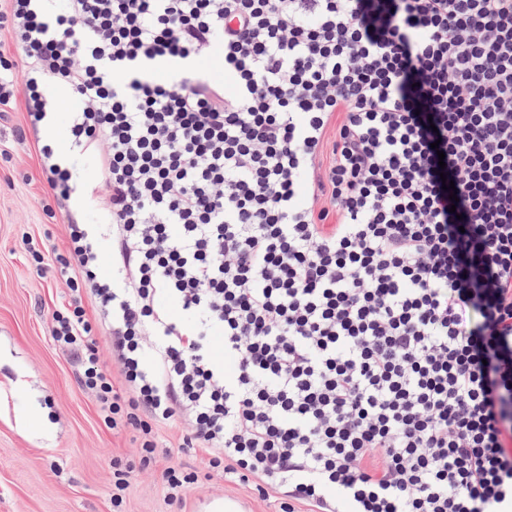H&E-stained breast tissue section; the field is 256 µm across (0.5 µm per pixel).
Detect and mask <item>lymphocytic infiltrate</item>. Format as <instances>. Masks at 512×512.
<instances>
[{"instance_id":"lymphocytic-infiltrate-1","label":"lymphocytic infiltrate","mask_w":512,"mask_h":512,"mask_svg":"<svg viewBox=\"0 0 512 512\" xmlns=\"http://www.w3.org/2000/svg\"><path fill=\"white\" fill-rule=\"evenodd\" d=\"M0 30V112L65 89L100 151L113 276L91 225L23 244L138 465L179 421L279 512H512V0H0ZM215 47L234 94L133 69Z\"/></svg>"}]
</instances>
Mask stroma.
Returning a JSON list of instances; mask_svg holds the SVG:
<instances>
[{
    "instance_id": "stroma-1",
    "label": "stroma",
    "mask_w": 512,
    "mask_h": 512,
    "mask_svg": "<svg viewBox=\"0 0 512 512\" xmlns=\"http://www.w3.org/2000/svg\"><path fill=\"white\" fill-rule=\"evenodd\" d=\"M25 127L23 107L0 117V512H113L116 457L137 466L124 512H203L207 500L221 496L242 501L247 512H277L276 497L207 476L206 454L185 447L182 425L157 426L171 456L142 468L132 432L103 424L93 396L79 383L77 363L50 338L51 314L67 298V287L49 264L35 265L21 247L22 237L31 236L47 249L61 250L67 245L66 220L92 224L103 246L102 269L111 272L98 153L74 152L76 189L62 204L61 223H47L38 204L48 190L37 152L45 134L20 138ZM30 403L42 408L44 429L24 427L21 413ZM170 461L199 475L179 506L168 503L162 481Z\"/></svg>"
}]
</instances>
